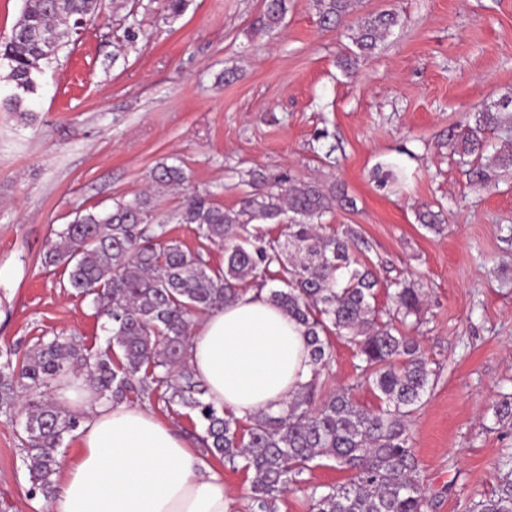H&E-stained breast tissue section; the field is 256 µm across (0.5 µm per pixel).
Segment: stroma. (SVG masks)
Masks as SVG:
<instances>
[{"label": "stroma", "instance_id": "1", "mask_svg": "<svg viewBox=\"0 0 512 512\" xmlns=\"http://www.w3.org/2000/svg\"><path fill=\"white\" fill-rule=\"evenodd\" d=\"M134 14L101 0L96 18L38 77L32 120L0 109V351L41 337L107 346L105 318L42 258L79 211L111 210L149 185L161 161L183 188L158 194L157 219L214 269L224 247L174 214L190 196L230 208L249 174L290 172L342 183L356 201L325 223L357 225L382 282H412L418 337L436 377L410 422L428 512H469L512 480V170L475 189L449 141L475 112L512 93V0H359L400 24L346 74L343 27L325 28L311 0H288L273 33L257 29L263 0H191L170 18L164 0ZM137 41L119 44L128 22ZM239 77L224 82L225 69ZM396 178L377 186V165ZM443 210L435 233L421 204ZM18 427L0 421V512H47L32 494Z\"/></svg>", "mask_w": 512, "mask_h": 512}]
</instances>
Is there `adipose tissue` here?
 <instances>
[{"label": "adipose tissue", "mask_w": 512, "mask_h": 512, "mask_svg": "<svg viewBox=\"0 0 512 512\" xmlns=\"http://www.w3.org/2000/svg\"><path fill=\"white\" fill-rule=\"evenodd\" d=\"M189 363L207 401L240 418L279 410L311 376L302 326L253 292L206 315ZM57 398L84 422L48 512H229L221 475L148 410L73 384Z\"/></svg>", "instance_id": "ef3b65f1"}]
</instances>
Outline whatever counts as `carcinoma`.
I'll use <instances>...</instances> for the list:
<instances>
[{
    "label": "carcinoma",
    "mask_w": 512,
    "mask_h": 512,
    "mask_svg": "<svg viewBox=\"0 0 512 512\" xmlns=\"http://www.w3.org/2000/svg\"><path fill=\"white\" fill-rule=\"evenodd\" d=\"M356 4L312 0L327 28ZM100 8L101 0H23L9 40L0 45V62L8 68L0 81L12 86L3 100L7 111L31 112L28 98L37 92L38 75L71 43L75 24L96 17ZM287 12L288 0H264L261 28L273 32ZM398 24L394 12L358 18L350 35L355 50L341 66L353 69ZM498 130L512 133L510 95L485 106L458 137L460 161L480 164L478 186L489 180L487 170L512 168L511 150L483 158L487 135ZM188 180L181 166L157 163L152 191L117 201L105 213H76L44 254L43 265L64 267L68 287L110 323L111 338L96 352L72 338L43 339L19 364L12 352H0V418L19 423L31 491L46 497L55 489L59 448L79 418L51 394L81 371L82 383L101 399L119 404L134 393L143 402L193 413L203 425L195 435L203 456L247 474V512H279L284 494L307 482L303 474L316 461L348 472V479L307 486L310 512H427L409 422L435 373L416 338L404 332L420 321L421 299L415 288L396 281L392 307L376 306L380 280L367 242L349 224L329 233L322 224L335 209L354 208V200L334 183L261 171L250 173L251 191L232 208L193 196L175 220L224 244V266L211 269L199 253L168 236L166 225L155 223L154 197ZM418 220L434 232L443 229L442 213L429 207ZM265 224L282 225L285 240L268 237ZM270 282L279 283L268 290L270 301L304 327L312 378L280 411L240 419L206 401L205 385L189 365L191 328L198 316ZM332 336L353 345L359 363L353 384L325 394L320 379L333 362ZM359 387L372 390L376 407L354 400ZM475 509L512 512V488Z\"/></svg>",
    "instance_id": "1"
}]
</instances>
